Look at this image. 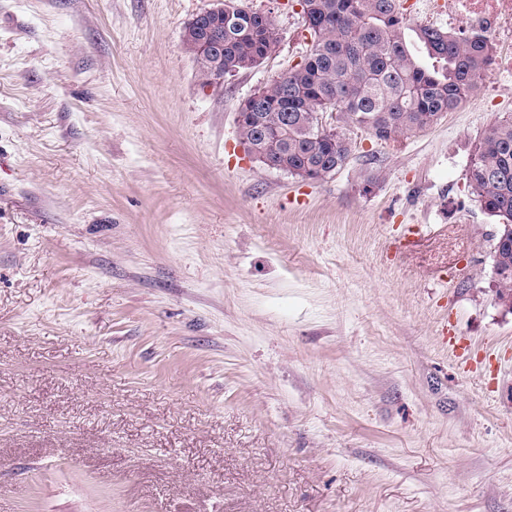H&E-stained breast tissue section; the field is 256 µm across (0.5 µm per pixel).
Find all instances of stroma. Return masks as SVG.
I'll list each match as a JSON object with an SVG mask.
<instances>
[{
  "mask_svg": "<svg viewBox=\"0 0 512 512\" xmlns=\"http://www.w3.org/2000/svg\"><path fill=\"white\" fill-rule=\"evenodd\" d=\"M214 2L0 0V512H512V312L467 180L512 77L417 134L344 127L306 183L235 121L302 14L248 0L278 50L210 86L182 29ZM408 224L469 252L400 262ZM447 235V224H429L418 229L408 228L400 237L391 242L390 248L399 260H407L425 237H443Z\"/></svg>",
  "mask_w": 512,
  "mask_h": 512,
  "instance_id": "1",
  "label": "stroma"
}]
</instances>
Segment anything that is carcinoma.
Wrapping results in <instances>:
<instances>
[{
	"instance_id": "obj_1",
	"label": "carcinoma",
	"mask_w": 512,
	"mask_h": 512,
	"mask_svg": "<svg viewBox=\"0 0 512 512\" xmlns=\"http://www.w3.org/2000/svg\"><path fill=\"white\" fill-rule=\"evenodd\" d=\"M311 48L300 64L262 88L264 122L286 139L265 146L252 123L238 127L241 140L268 167L288 164L299 176L323 179L346 163L350 147L343 126L354 124L388 141L420 133L465 102L491 73L493 46L480 33L415 30L427 63L417 60L406 40L401 0H303ZM219 36L208 66L226 72L261 65L279 30L253 11L231 20L209 14L197 27L201 40ZM335 112L336 132L319 127L317 114ZM472 194L498 222L493 266L496 298L512 309V115L483 132L468 168Z\"/></svg>"
}]
</instances>
